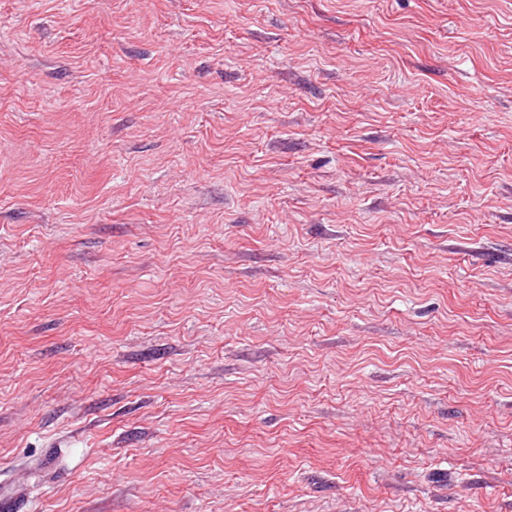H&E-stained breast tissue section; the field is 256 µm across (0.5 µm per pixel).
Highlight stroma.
Returning a JSON list of instances; mask_svg holds the SVG:
<instances>
[{
  "label": "stroma",
  "mask_w": 512,
  "mask_h": 512,
  "mask_svg": "<svg viewBox=\"0 0 512 512\" xmlns=\"http://www.w3.org/2000/svg\"><path fill=\"white\" fill-rule=\"evenodd\" d=\"M27 512H512V0H0V480Z\"/></svg>",
  "instance_id": "stroma-1"
}]
</instances>
